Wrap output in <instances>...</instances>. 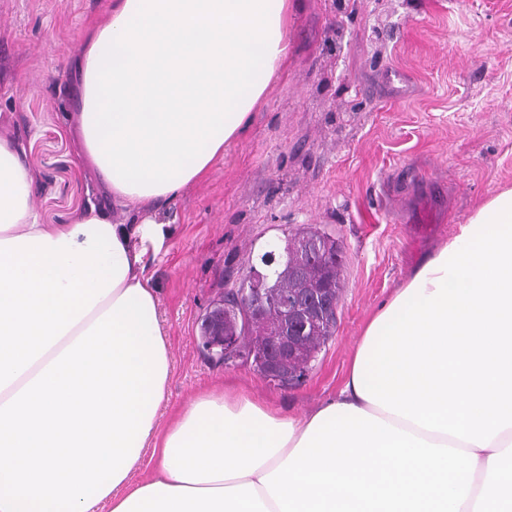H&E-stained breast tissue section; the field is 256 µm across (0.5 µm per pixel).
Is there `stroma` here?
I'll return each mask as SVG.
<instances>
[{"instance_id": "35a3bbf8", "label": "stroma", "mask_w": 512, "mask_h": 512, "mask_svg": "<svg viewBox=\"0 0 512 512\" xmlns=\"http://www.w3.org/2000/svg\"><path fill=\"white\" fill-rule=\"evenodd\" d=\"M108 0H0V135L26 151L34 204L64 224L111 209L70 116L69 56ZM512 186V0H292L288 54L206 179L159 210L144 256L171 354L160 425L223 385L303 416L343 385L370 317L415 264ZM302 224L339 241L336 331L306 379L279 387L203 349L215 302Z\"/></svg>"}]
</instances>
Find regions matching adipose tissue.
<instances>
[{"label":"adipose tissue","instance_id":"obj_1","mask_svg":"<svg viewBox=\"0 0 512 512\" xmlns=\"http://www.w3.org/2000/svg\"><path fill=\"white\" fill-rule=\"evenodd\" d=\"M289 0H109L75 57L112 204L44 223L0 137V512H512V188L425 258L303 417L239 391L158 415L170 351L143 256L157 206L239 139ZM152 448L154 472L132 476Z\"/></svg>","mask_w":512,"mask_h":512}]
</instances>
